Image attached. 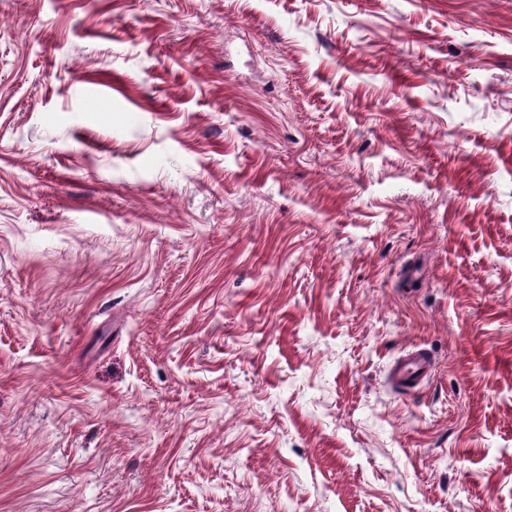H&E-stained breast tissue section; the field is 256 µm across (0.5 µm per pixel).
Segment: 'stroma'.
<instances>
[{"mask_svg": "<svg viewBox=\"0 0 512 512\" xmlns=\"http://www.w3.org/2000/svg\"><path fill=\"white\" fill-rule=\"evenodd\" d=\"M0 512H512V0H0ZM431 359L427 352L418 350L400 358L394 366V377L403 386L416 388L430 371Z\"/></svg>", "mask_w": 512, "mask_h": 512, "instance_id": "obj_1", "label": "stroma"}]
</instances>
